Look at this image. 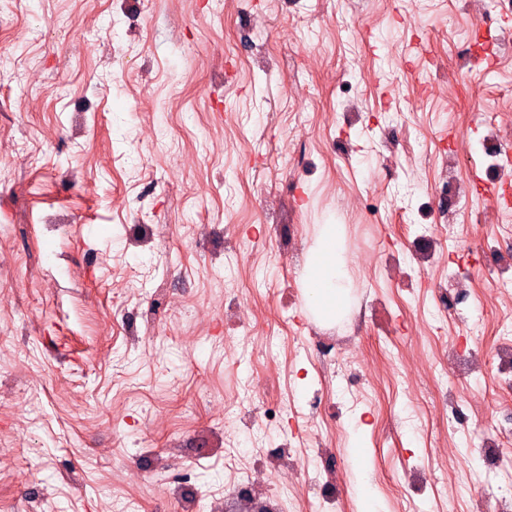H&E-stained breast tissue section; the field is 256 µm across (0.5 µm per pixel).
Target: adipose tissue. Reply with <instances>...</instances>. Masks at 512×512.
Segmentation results:
<instances>
[{
    "instance_id": "ef3b65f1",
    "label": "adipose tissue",
    "mask_w": 512,
    "mask_h": 512,
    "mask_svg": "<svg viewBox=\"0 0 512 512\" xmlns=\"http://www.w3.org/2000/svg\"><path fill=\"white\" fill-rule=\"evenodd\" d=\"M306 307L321 324L336 323L344 315L351 277L341 243V227L322 225L309 248L300 275Z\"/></svg>"
}]
</instances>
